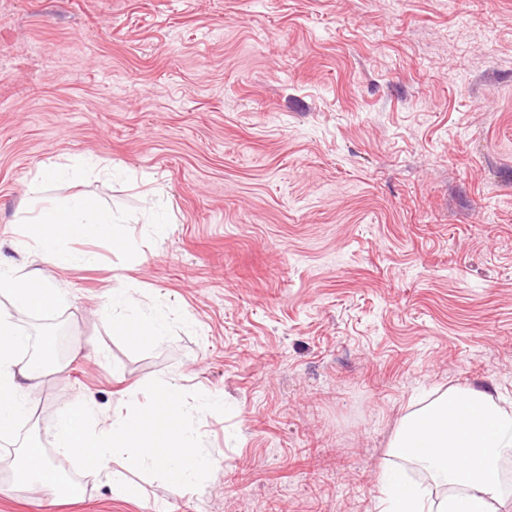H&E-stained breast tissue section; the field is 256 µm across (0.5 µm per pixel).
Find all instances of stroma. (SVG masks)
I'll list each match as a JSON object with an SVG mask.
<instances>
[{
    "mask_svg": "<svg viewBox=\"0 0 512 512\" xmlns=\"http://www.w3.org/2000/svg\"><path fill=\"white\" fill-rule=\"evenodd\" d=\"M65 163L45 198L93 196L130 250L30 247L25 187ZM0 264L65 293L20 328L68 363L0 437V512H378L404 415L512 411V0H0ZM109 288L167 336H113ZM154 378L230 408L197 417L200 488L117 459L128 501L59 456L78 492L13 486L65 405L109 421Z\"/></svg>",
    "mask_w": 512,
    "mask_h": 512,
    "instance_id": "obj_1",
    "label": "stroma"
}]
</instances>
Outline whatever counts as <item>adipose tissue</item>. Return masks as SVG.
Wrapping results in <instances>:
<instances>
[{"mask_svg": "<svg viewBox=\"0 0 512 512\" xmlns=\"http://www.w3.org/2000/svg\"><path fill=\"white\" fill-rule=\"evenodd\" d=\"M31 239L43 260L56 268L77 262L66 249L69 240L108 236L112 221L97 202L75 194L41 206L27 218ZM61 301L41 270L20 272L0 267V435L12 432L27 417L48 375L63 372L65 363L52 361V349L28 360L20 351L26 338L18 329L21 318L34 311L55 309ZM110 310L106 324L113 335L128 343L144 336L159 338L168 331V316L160 309L139 307L120 288L107 292ZM512 451V413L502 409L487 391L451 387L428 404L407 413L389 442L392 456L417 461L434 477L456 485L457 494L431 499L401 474H384L381 512H489L498 499L497 473L506 452ZM11 467L21 485L31 492L56 490L55 466L44 448L25 446Z\"/></svg>", "mask_w": 512, "mask_h": 512, "instance_id": "1", "label": "adipose tissue"}]
</instances>
